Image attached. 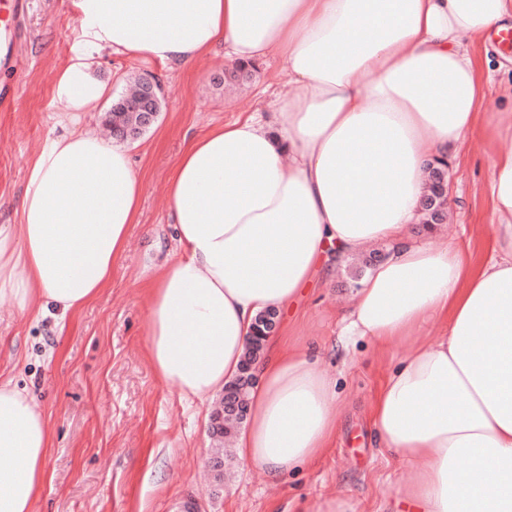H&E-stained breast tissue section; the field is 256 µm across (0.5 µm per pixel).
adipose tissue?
Returning <instances> with one entry per match:
<instances>
[{"mask_svg": "<svg viewBox=\"0 0 512 512\" xmlns=\"http://www.w3.org/2000/svg\"><path fill=\"white\" fill-rule=\"evenodd\" d=\"M87 52L56 75L58 123L28 164L19 221L0 224V296L16 316L77 315L112 280L143 182L128 148L82 117L106 85L98 52L181 71L216 47L274 60L270 100L182 151L166 188L179 257L142 286L146 357L182 398L206 402L239 372L257 316L287 312L319 272L362 245L398 250L359 282L343 345L388 356L437 333L380 381L369 421L408 470L413 512H512V150L491 157L483 251L406 239L428 163L469 138L512 139L488 109L479 55L512 28V0H73ZM470 44H462L460 35ZM235 446L271 481L323 456L342 414L332 379L287 337L267 341ZM52 434L37 397L0 374V512H32Z\"/></svg>", "mask_w": 512, "mask_h": 512, "instance_id": "obj_1", "label": "adipose tissue"}]
</instances>
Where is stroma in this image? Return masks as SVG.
Instances as JSON below:
<instances>
[{
  "label": "stroma",
  "instance_id": "obj_1",
  "mask_svg": "<svg viewBox=\"0 0 512 512\" xmlns=\"http://www.w3.org/2000/svg\"><path fill=\"white\" fill-rule=\"evenodd\" d=\"M21 23V50L11 68H0V86L15 93L13 106L0 111V224L17 221L27 163L55 125L54 78L81 47L73 0H25ZM100 62L110 94L95 117L97 130L133 79L157 78L165 97L153 122L124 141L145 191L110 287L63 323L15 316L12 299L0 296V372L39 396L53 434L34 512H289L336 495L358 512H391L405 468L382 454L368 418L384 361L367 343L347 351L337 343L338 317L355 293L347 267L312 281L288 314L289 338L321 349L343 412L323 458L279 483L242 468L233 454L216 469L210 419L217 400L181 399L145 358L140 286L151 268L178 256L165 195L178 155L192 137L252 111L261 90L281 83L279 65L259 63L251 83L232 91L220 48L187 74L133 56L105 53ZM501 150H512V141H467L449 168L447 223L431 231L411 225V239L477 248L492 229L485 185L489 158Z\"/></svg>",
  "mask_w": 512,
  "mask_h": 512
}]
</instances>
